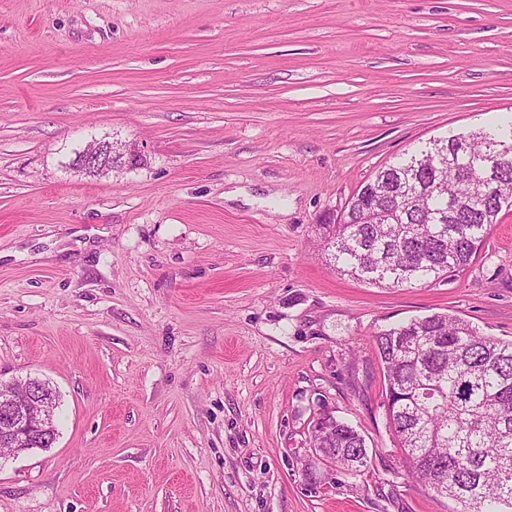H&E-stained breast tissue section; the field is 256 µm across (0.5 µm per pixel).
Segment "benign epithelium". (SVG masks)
I'll return each instance as SVG.
<instances>
[{"instance_id":"benign-epithelium-1","label":"benign epithelium","mask_w":512,"mask_h":512,"mask_svg":"<svg viewBox=\"0 0 512 512\" xmlns=\"http://www.w3.org/2000/svg\"><path fill=\"white\" fill-rule=\"evenodd\" d=\"M146 161L147 156L135 142L96 139L79 151L76 169L99 175L116 169L133 171ZM56 408V396L35 377L0 382V445L9 446L13 456L53 445L57 439Z\"/></svg>"}]
</instances>
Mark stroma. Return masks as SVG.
<instances>
[{
	"label": "stroma",
	"instance_id": "stroma-1",
	"mask_svg": "<svg viewBox=\"0 0 512 512\" xmlns=\"http://www.w3.org/2000/svg\"><path fill=\"white\" fill-rule=\"evenodd\" d=\"M512 112V0H0V381L61 396L0 512H461L408 475L372 338L512 340V210L426 286L338 273L321 221ZM135 141L131 172L73 169ZM362 471L318 460L320 410ZM78 154L76 169L90 174H107L110 171L120 169L133 171L145 165L147 156L139 144L130 141H106L97 140L88 143ZM326 419L325 421H323ZM313 448H329L317 456L347 471L367 466L368 454L364 437L352 426L321 411L313 425Z\"/></svg>",
	"mask_w": 512,
	"mask_h": 512
}]
</instances>
